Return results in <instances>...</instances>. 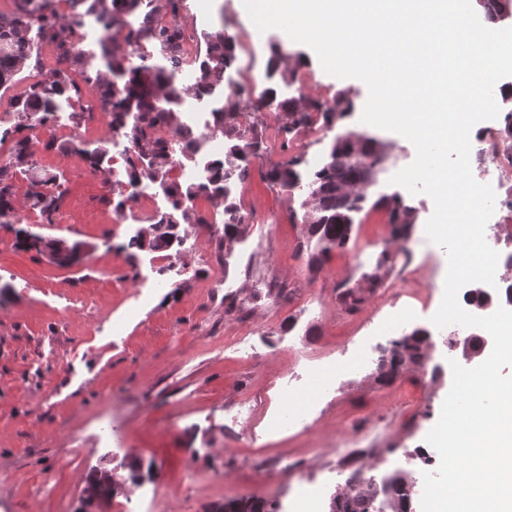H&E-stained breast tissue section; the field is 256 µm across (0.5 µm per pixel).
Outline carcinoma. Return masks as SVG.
<instances>
[{"label": "carcinoma", "instance_id": "cac0c4a2", "mask_svg": "<svg viewBox=\"0 0 512 512\" xmlns=\"http://www.w3.org/2000/svg\"><path fill=\"white\" fill-rule=\"evenodd\" d=\"M98 6L97 20L106 35L100 44V58L112 78L102 70L84 73L83 81L100 90L102 106L112 105V123L123 128L131 143L132 153L124 158L125 174L129 181L144 178L159 182L169 204V211L130 238L126 249L130 257L136 252L163 253L181 245L180 220L205 225L208 219L197 214L194 202L200 198L224 200V247L232 249L251 223L249 213L230 201L232 186L247 180L251 175V158L258 155L264 144L263 124H244L241 118L256 112H275L282 124L275 136L282 138L281 147L288 148L292 135L301 129L317 124L331 129L346 118L353 104L343 92L332 101L319 98H282L277 90V79L294 77L281 69L287 54L282 46L272 49L266 67L269 85L259 94L251 91L230 90L224 105L215 109L217 129L224 135V155L213 163L210 186L183 185L168 178L173 167V149L192 153L200 135L178 116V103L170 100L177 75L187 63L186 30L177 18L181 0H92ZM486 23L495 25L512 17V0H477ZM16 12L10 18H0V88L9 87L19 66L31 59L32 30L56 44L59 60L68 61L73 56V46L67 41L66 22L49 8L48 0H15ZM138 16V23L128 21ZM142 40L152 43L163 59L159 65L152 58L141 59V64L130 62L129 48ZM235 62V40L224 36L220 30L207 42L206 57L199 64V74L189 93L196 97L211 96L224 83L225 71ZM81 98L80 85L56 71L50 79L37 82L12 101L15 115L13 132L21 133L45 125L57 108L60 98ZM47 151L58 150L83 154L93 169L101 166L105 150L85 148L82 139L74 137L60 141L55 137L44 142ZM391 158L390 145L367 133L347 131L337 136L330 147L326 162L313 172H301L303 158L294 155L265 172L272 184L290 190L311 191L316 195L315 204L302 216L306 224V244L313 245L308 254L311 267L322 264L332 251L348 247L355 224V215L361 212L368 200L367 190L377 181ZM21 172L29 180L26 197L38 209L42 220L54 223L64 201L65 190L59 176L38 167L32 160L29 136L15 142L10 162L0 165V219L12 217L16 212L14 176ZM382 209L392 226L395 239L409 237L416 224L417 213L406 199L398 194L381 195L372 203ZM14 246L40 255L51 249V242L35 241L24 229L15 231ZM393 262L391 252L381 253L376 270L367 276L370 287L382 282L380 271ZM338 299L345 310H358L367 297L360 287H347L339 292ZM432 343L430 333L415 328L392 341L383 351L378 364V381L388 384L410 364L422 366L429 358ZM408 477L395 472L381 482L362 478L358 487L347 492H336L330 499L329 512H410L407 493ZM110 470L95 468L83 488L84 501L110 496ZM207 512H278L271 502L257 498H236L210 505Z\"/></svg>", "mask_w": 512, "mask_h": 512}]
</instances>
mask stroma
Returning a JSON list of instances; mask_svg holds the SVG:
<instances>
[{"mask_svg": "<svg viewBox=\"0 0 512 512\" xmlns=\"http://www.w3.org/2000/svg\"><path fill=\"white\" fill-rule=\"evenodd\" d=\"M182 22L189 35V63L178 76L191 86L217 30L236 39V60L228 83L213 96H186L182 121L204 130L213 109L236 85L264 89L272 43L307 65L280 83L281 96L332 99L349 92L353 112L339 130L367 132L388 140L393 159L368 192L369 199L397 192L391 177L411 164L414 146L399 134L361 122L368 97L357 79L327 74L315 53L281 30L258 31L239 0H183ZM38 61H25L13 85L0 93V113L10 99L63 70L81 80L80 66L59 62L52 42L33 37ZM100 108L96 88L83 86L81 100L60 101L71 133L87 147H104L110 157L91 171L83 155L47 151L42 129L31 132L30 149L39 167L59 175L65 201L54 223L19 204L25 229L45 238L81 244L83 262L60 266L33 251L14 248L12 230L0 227V512H77L82 477L96 466L127 472L130 458L151 473L134 497L117 495L101 512H127L138 499L141 512H205L215 502L257 497L284 502L296 496V512H328L330 497L342 490L337 468L361 450L375 478L397 470L421 481L418 459L405 448L425 447L452 385L448 352L433 336L431 378L412 367L392 384L376 379V365L362 362L364 349L394 340V319L431 328L442 297L434 279L445 250L430 242L425 224L434 211L424 194L409 196L417 210L411 241L393 240L383 211L364 209L356 218L347 248L333 251L321 267L308 266L300 251L304 239L303 195L263 180L271 165L304 154L320 165L337 130L299 131L289 150L275 136L273 113L262 114L267 139L252 161L248 180L231 199L253 220L232 252L224 250V203L198 199L195 209L210 224L186 225L176 258L152 252L129 258L130 236L152 224L168 204L158 184L148 183L155 202L114 212L111 200L124 160L108 125L73 123L83 106ZM394 261L382 285L367 288V301L355 313L341 310V285L364 286L382 250ZM211 263H204V256ZM165 276H158L160 267ZM237 300L224 308V288L211 283L221 268ZM284 285L289 301L268 294L265 285ZM252 315L246 348H239V311ZM298 411L297 424L278 426L284 406ZM289 455L299 474L262 467L260 457ZM321 487L319 497L296 487L297 475Z\"/></svg>", "mask_w": 512, "mask_h": 512, "instance_id": "obj_1", "label": "stroma"}]
</instances>
